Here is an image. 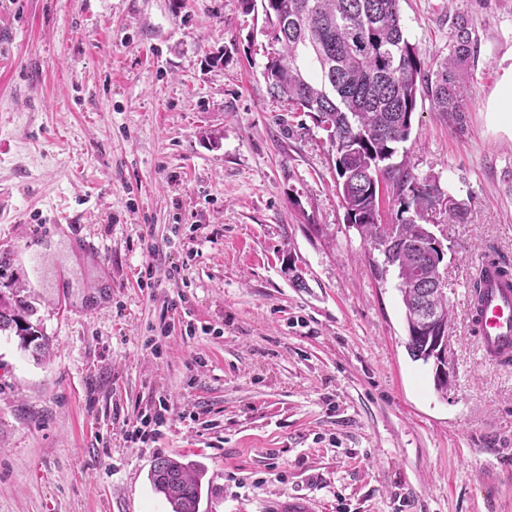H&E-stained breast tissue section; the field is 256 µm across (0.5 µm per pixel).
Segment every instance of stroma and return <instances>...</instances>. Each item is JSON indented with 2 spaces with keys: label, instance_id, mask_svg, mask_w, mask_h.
Wrapping results in <instances>:
<instances>
[{
  "label": "stroma",
  "instance_id": "stroma-1",
  "mask_svg": "<svg viewBox=\"0 0 512 512\" xmlns=\"http://www.w3.org/2000/svg\"><path fill=\"white\" fill-rule=\"evenodd\" d=\"M400 8L425 63L449 14L480 37L462 129L425 100L403 145L468 207L435 219L445 391L407 350L396 272L372 274L345 220L325 132L268 92L261 17L0 0V290L52 342L40 361L0 334V512H170L149 472L177 455L207 469L200 512H512V363L467 318L487 256L512 262V136L485 114L512 0ZM161 404L155 440L126 441Z\"/></svg>",
  "mask_w": 512,
  "mask_h": 512
}]
</instances>
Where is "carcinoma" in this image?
Masks as SVG:
<instances>
[{
	"label": "carcinoma",
	"instance_id": "carcinoma-1",
	"mask_svg": "<svg viewBox=\"0 0 512 512\" xmlns=\"http://www.w3.org/2000/svg\"><path fill=\"white\" fill-rule=\"evenodd\" d=\"M246 11L261 7L272 52L267 54L264 78L272 97L288 102L292 112L312 115L317 126L331 124L336 137V190L345 220L361 228L369 252H379L387 238L401 249L382 265L401 279L400 292L408 329V351L416 361H428L432 339L413 335L417 303L423 291L439 287L440 263L419 255L429 238L435 209L448 212V221L463 223L467 205L442 193L433 184L412 195L405 189L422 179L413 172L408 155L386 164L398 145L408 141L418 96L432 109L461 119L470 98L469 72L479 55V38L465 13L448 17V56L425 68L417 47L405 35L400 0H241ZM398 204L396 221L381 222L380 186ZM498 276L512 273L506 261L492 259L472 283L480 302L489 269ZM31 305L0 292V332L12 331L22 348L36 357L49 354L50 340L27 316ZM204 467L195 461L161 456L154 460L149 480L171 512H199Z\"/></svg>",
	"mask_w": 512,
	"mask_h": 512
}]
</instances>
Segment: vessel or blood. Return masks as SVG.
<instances>
[{
    "instance_id": "1",
    "label": "vessel or blood",
    "mask_w": 512,
    "mask_h": 512,
    "mask_svg": "<svg viewBox=\"0 0 512 512\" xmlns=\"http://www.w3.org/2000/svg\"><path fill=\"white\" fill-rule=\"evenodd\" d=\"M469 325L491 359L512 357V278L490 277L480 309L469 312Z\"/></svg>"
}]
</instances>
